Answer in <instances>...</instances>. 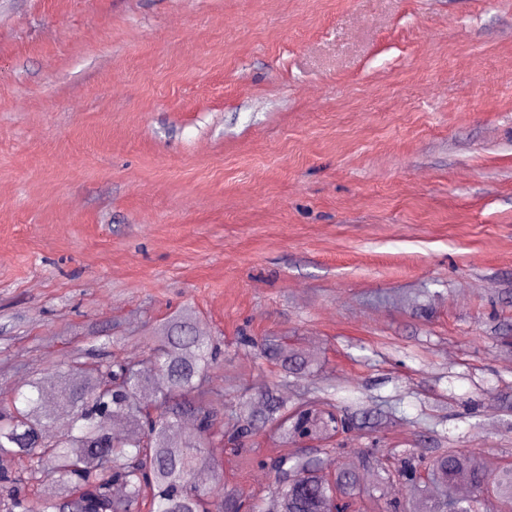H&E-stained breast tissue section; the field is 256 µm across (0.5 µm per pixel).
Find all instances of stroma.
<instances>
[{
  "label": "stroma",
  "mask_w": 512,
  "mask_h": 512,
  "mask_svg": "<svg viewBox=\"0 0 512 512\" xmlns=\"http://www.w3.org/2000/svg\"><path fill=\"white\" fill-rule=\"evenodd\" d=\"M182 310L225 410L512 460V0H0V401ZM283 449L214 450L241 512ZM260 353L280 361L285 377L298 376L310 371L311 360L303 357L297 351L285 347L278 336H265L259 344ZM263 397L264 404L259 411L236 414L238 439L253 437L266 424L276 425L277 431L287 443H293L303 436L318 437L327 435L329 431H336L332 411L319 407L318 396L289 412L272 392L266 391Z\"/></svg>",
  "instance_id": "35a3bbf8"
}]
</instances>
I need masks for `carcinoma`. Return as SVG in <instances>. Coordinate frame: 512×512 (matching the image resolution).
<instances>
[{"instance_id": "carcinoma-1", "label": "carcinoma", "mask_w": 512, "mask_h": 512, "mask_svg": "<svg viewBox=\"0 0 512 512\" xmlns=\"http://www.w3.org/2000/svg\"><path fill=\"white\" fill-rule=\"evenodd\" d=\"M110 345L103 342L91 361L81 353L71 356L31 378L13 400L0 401V502L21 512H239L210 453L224 441V407L211 403L206 387L220 365L215 338L200 333L193 313L182 311L160 325L138 363L112 355ZM259 347L280 361L287 376L312 367L277 336L264 337ZM58 385L59 413L50 400ZM187 420L196 426L194 442L177 440L176 430ZM235 420L240 440L266 424L276 425L287 443L336 430L332 411L318 400L288 411L270 391L260 410L240 412ZM116 421L128 431L115 432ZM329 453L308 448L269 463L278 512H331L366 502L381 512H476L489 491L488 512H512V463L497 467L491 478L490 462L478 452L382 454L360 467L339 464L332 484L324 474ZM370 465L376 481L368 487L361 467ZM44 481L58 487L51 498L39 494ZM395 484L409 487L406 499L388 497Z\"/></svg>"}]
</instances>
